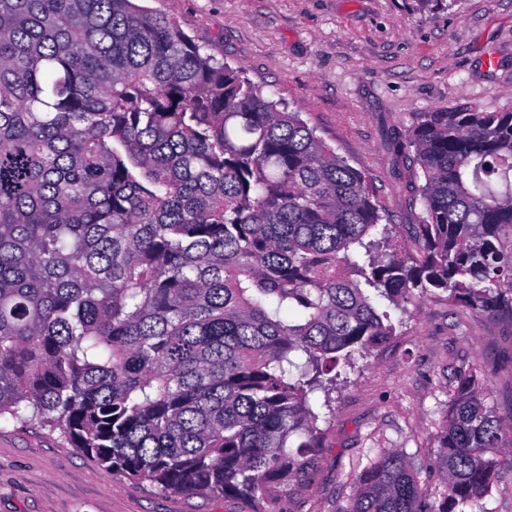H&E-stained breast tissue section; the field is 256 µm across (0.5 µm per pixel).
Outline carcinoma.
I'll use <instances>...</instances> for the list:
<instances>
[{"label":"carcinoma","instance_id":"cac0c4a2","mask_svg":"<svg viewBox=\"0 0 512 512\" xmlns=\"http://www.w3.org/2000/svg\"><path fill=\"white\" fill-rule=\"evenodd\" d=\"M462 0H411L423 11ZM411 243L297 112L134 0H0V418L102 470L262 508L322 447L308 396L441 291L512 317V112L416 116ZM461 371L432 463L382 451L342 512H456L504 424Z\"/></svg>","mask_w":512,"mask_h":512}]
</instances>
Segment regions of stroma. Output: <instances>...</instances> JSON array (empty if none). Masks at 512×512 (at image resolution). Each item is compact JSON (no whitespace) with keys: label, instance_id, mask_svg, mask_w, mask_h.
<instances>
[{"label":"stroma","instance_id":"35a3bbf8","mask_svg":"<svg viewBox=\"0 0 512 512\" xmlns=\"http://www.w3.org/2000/svg\"><path fill=\"white\" fill-rule=\"evenodd\" d=\"M223 59L301 112L378 189L394 231L423 212L401 153L420 112L512 111V0H463L423 13L405 0H146ZM495 65H487V55ZM393 336L355 359L330 395L311 394L327 420L308 481L273 488L266 512H342L352 476L380 451L402 450L434 489L429 464L458 371L476 370L498 416L512 423V318L445 294L392 310ZM0 512H250L237 498L174 494L105 473L57 429L0 420Z\"/></svg>","mask_w":512,"mask_h":512}]
</instances>
